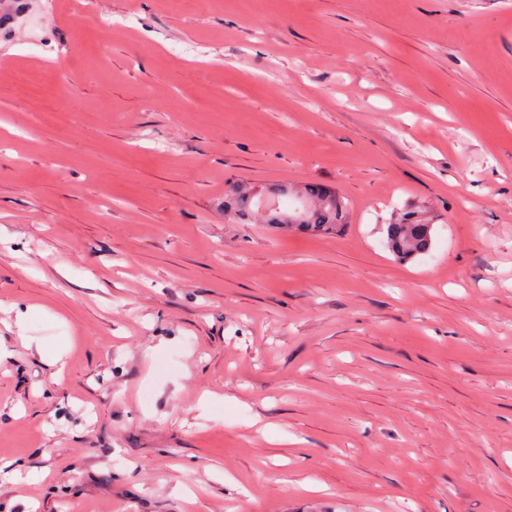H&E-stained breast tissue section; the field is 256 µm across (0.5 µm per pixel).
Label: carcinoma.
<instances>
[{"instance_id":"obj_1","label":"carcinoma","mask_w":512,"mask_h":512,"mask_svg":"<svg viewBox=\"0 0 512 512\" xmlns=\"http://www.w3.org/2000/svg\"><path fill=\"white\" fill-rule=\"evenodd\" d=\"M280 192L294 196L299 206L282 211L274 206L275 196L270 193L263 190L252 194L234 184L224 193V212L238 221L258 216L265 224L316 234H333L345 224L347 204L333 190L311 183L300 189L282 188ZM432 230L433 225L424 222L418 211L407 210L387 224L386 247L396 261L407 263L430 251Z\"/></svg>"}]
</instances>
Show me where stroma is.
Listing matches in <instances>:
<instances>
[{"instance_id": "35a3bbf8", "label": "stroma", "mask_w": 512, "mask_h": 512, "mask_svg": "<svg viewBox=\"0 0 512 512\" xmlns=\"http://www.w3.org/2000/svg\"><path fill=\"white\" fill-rule=\"evenodd\" d=\"M0 512H512V0H0ZM279 191L285 196L293 195L299 206L291 211H282L273 204L275 195L265 190L252 194L248 189L233 184L229 191L224 192V212L238 221L258 216L264 224L316 234H333L345 224L347 204L336 191L314 183L300 189L282 188ZM288 220L294 223L290 224ZM432 230L433 224H426L418 211L407 210L387 224L386 247L396 261L407 263L430 251Z\"/></svg>"}]
</instances>
